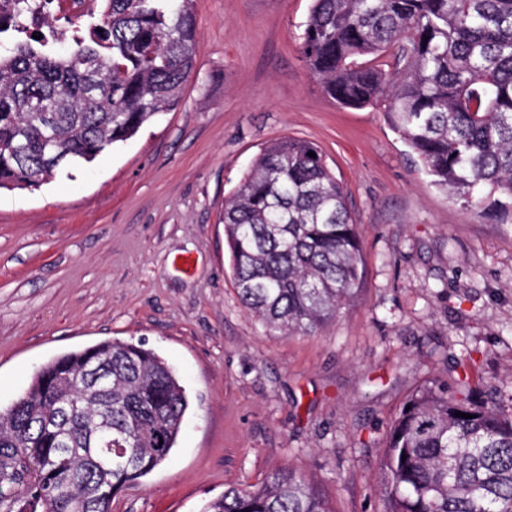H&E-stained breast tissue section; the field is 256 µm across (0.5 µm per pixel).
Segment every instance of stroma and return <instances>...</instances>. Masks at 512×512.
Instances as JSON below:
<instances>
[{
	"instance_id": "stroma-1",
	"label": "stroma",
	"mask_w": 512,
	"mask_h": 512,
	"mask_svg": "<svg viewBox=\"0 0 512 512\" xmlns=\"http://www.w3.org/2000/svg\"><path fill=\"white\" fill-rule=\"evenodd\" d=\"M311 0H195L179 101L92 163L0 189V408L48 361L144 343L190 406L169 459L112 512H199L291 464L334 512H384L378 468L416 386L465 374L512 402V223L434 186L379 109L339 107L300 57ZM318 145L350 200L356 304L310 335L241 306L221 214L267 144Z\"/></svg>"
}]
</instances>
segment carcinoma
<instances>
[{
    "label": "carcinoma",
    "instance_id": "carcinoma-1",
    "mask_svg": "<svg viewBox=\"0 0 512 512\" xmlns=\"http://www.w3.org/2000/svg\"><path fill=\"white\" fill-rule=\"evenodd\" d=\"M193 2L101 0L98 15L37 40L28 0H14L0 28V189H36L170 109L195 64ZM299 52L338 105L384 108L465 209L512 221V0H312ZM222 221L241 304L266 328L310 334L355 301L356 224L316 144L264 147ZM188 408L173 368L142 344L44 364L0 409V512H108L168 459ZM381 484L385 512H512V409L477 404L467 375L415 389L386 436ZM200 512L332 510L288 465Z\"/></svg>",
    "mask_w": 512,
    "mask_h": 512
}]
</instances>
